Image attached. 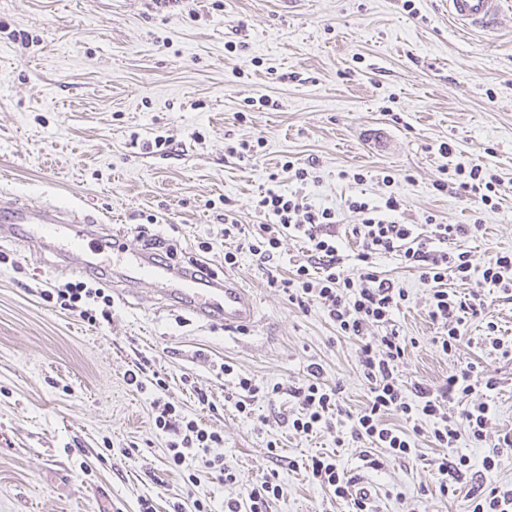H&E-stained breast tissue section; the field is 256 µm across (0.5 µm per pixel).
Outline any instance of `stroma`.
Here are the masks:
<instances>
[{"label":"stroma","instance_id":"35a3bbf8","mask_svg":"<svg viewBox=\"0 0 512 512\" xmlns=\"http://www.w3.org/2000/svg\"><path fill=\"white\" fill-rule=\"evenodd\" d=\"M260 96L267 105L252 106ZM368 128L388 134V153L366 143ZM160 136L169 149L154 148ZM245 140L259 143L257 154L232 153ZM444 142L450 155L439 152ZM287 161L311 172L307 185L283 171ZM474 164L497 176L496 209L434 188ZM273 184L303 190L343 225L358 221L347 198L393 196L403 223L477 220L468 245L478 256L512 252V11L489 42L461 34L439 0L409 10L404 0H300L287 11L279 0H0V200L84 211L98 235L118 230L130 248L203 262L248 288L257 307L251 327L227 330L164 305L151 282L108 285L112 320L93 327L42 297L68 280L56 252L33 253L23 229L0 243L9 256L0 264V512H139L144 498L154 512H194L198 498L224 512L272 471L284 487L273 512H347L307 477L305 459L320 453L367 490L373 512H466L471 481L441 496L430 466L440 451L427 437L416 458L389 457L373 471L358 443L289 429L287 399L256 401L251 420L236 412L227 361L272 384L300 380L316 362L343 386L344 411L367 401L357 341L337 339L318 308L301 311L268 287L252 256L224 264L225 209L260 223L255 202ZM378 270L409 294L397 321L417 345L402 380L438 384L476 364L499 383L492 431L512 428V358L480 345L484 322H469L466 343L441 355L418 273L393 259ZM139 363L166 374L169 401L221 431L236 483L191 459L168 467L152 390L124 380Z\"/></svg>","mask_w":512,"mask_h":512}]
</instances>
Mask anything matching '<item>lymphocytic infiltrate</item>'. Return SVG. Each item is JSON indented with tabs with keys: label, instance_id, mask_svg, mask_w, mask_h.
<instances>
[{
	"label": "lymphocytic infiltrate",
	"instance_id": "1",
	"mask_svg": "<svg viewBox=\"0 0 512 512\" xmlns=\"http://www.w3.org/2000/svg\"><path fill=\"white\" fill-rule=\"evenodd\" d=\"M458 189L480 207L492 206L496 177L487 167L475 164L457 168ZM349 210L358 213L360 221L351 234L357 242L353 254H345L336 232V213L308 202L306 196L288 194L280 189H265L256 202L262 223L246 228L232 212L224 214V237L234 240L233 248L224 252V263L236 266L241 255L248 254L263 264L273 263L280 255L286 238L302 239L306 245L305 261L293 265L289 276L268 274L267 285L281 290L289 303L301 310H322L338 337L360 342L357 364L368 387L367 401L356 414L343 415L339 406L340 384H329L323 378L319 363L307 365L305 376L291 385H268L254 376L237 370L232 363L221 366L225 375L235 381L236 410L251 416L258 398L274 399L288 395L295 410L288 426L298 434L321 431L335 433L337 443L352 440L363 443L366 452L361 459L367 468L382 465L373 449L398 459L417 455L416 438L427 434L443 456L433 460L435 478L441 495L455 491L457 484L471 479L467 512H512V487L491 486L487 476L499 464L500 457L512 453V429L489 440V426L495 417L492 393L495 379L482 375L475 364H467L437 386L417 382L406 387L399 366L405 358L411 338L404 336L396 315L409 295L390 279L381 277L378 260L394 258L402 267L414 270L428 287L427 315L436 327L431 342L440 354L455 353L463 340L466 324L475 318H486L493 349H502L497 327L488 321L490 307L483 285L512 293V252L481 259L468 250L466 243L480 231V224H441L427 217L424 225L403 224L395 220L400 209L395 197L376 204L361 197L346 199ZM352 263L356 277L345 275L343 266ZM468 285L470 291L458 295L448 286L449 279ZM46 299L60 309L79 313L82 320L97 325L110 321L112 301L103 289L89 287L74 280L46 292ZM145 367L125 373L128 385L143 389L153 384L158 395L152 401L154 424L169 434L168 463L181 468L187 459L200 457L205 469L224 482H234L235 474L219 449L224 445L220 431L203 426L197 419L183 414L163 396L168 385L164 376L145 380ZM400 424H393V417ZM485 446L480 468H473L468 456L452 455L461 439ZM304 469L308 478L331 491L334 499L345 502L350 512H369L364 490L356 489L354 478L348 477L335 457L316 455L307 459ZM284 496V487L276 473L261 477L244 489L238 497L227 500L226 512H272L275 501Z\"/></svg>",
	"mask_w": 512,
	"mask_h": 512
}]
</instances>
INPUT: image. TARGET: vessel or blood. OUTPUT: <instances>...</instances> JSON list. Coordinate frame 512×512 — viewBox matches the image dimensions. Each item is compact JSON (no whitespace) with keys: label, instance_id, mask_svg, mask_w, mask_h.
I'll list each match as a JSON object with an SVG mask.
<instances>
[{"label":"vessel or blood","instance_id":"obj_1","mask_svg":"<svg viewBox=\"0 0 512 512\" xmlns=\"http://www.w3.org/2000/svg\"><path fill=\"white\" fill-rule=\"evenodd\" d=\"M505 5L506 0H447V12L463 30L492 36L499 30ZM20 224L30 225L33 250L58 247L61 272L101 280L115 274L130 283L146 278L162 283L164 301L188 309L198 319L221 321L228 328L253 323L256 318L252 297L235 281L197 276L186 266L125 247L117 235L102 240L103 250L115 257L112 266L88 258L83 241L92 236L93 229L88 216L79 212L20 203L0 205V241L10 240Z\"/></svg>","mask_w":512,"mask_h":512}]
</instances>
